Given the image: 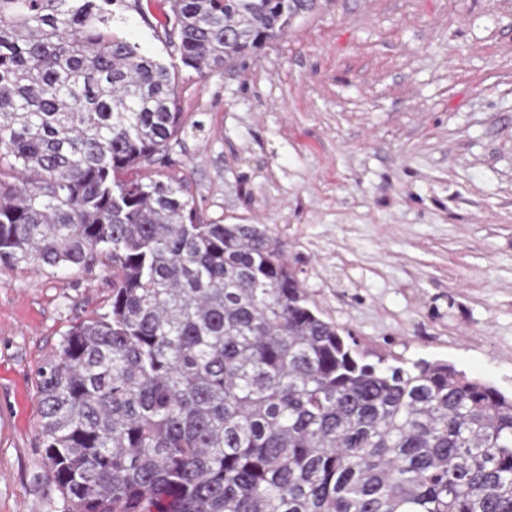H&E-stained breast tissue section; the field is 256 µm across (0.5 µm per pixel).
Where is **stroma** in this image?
Listing matches in <instances>:
<instances>
[{"label":"stroma","instance_id":"obj_1","mask_svg":"<svg viewBox=\"0 0 512 512\" xmlns=\"http://www.w3.org/2000/svg\"><path fill=\"white\" fill-rule=\"evenodd\" d=\"M168 165L200 217L264 224L372 356L512 394V0H321L234 71L180 68ZM112 271L0 264V512H65L35 370Z\"/></svg>","mask_w":512,"mask_h":512}]
</instances>
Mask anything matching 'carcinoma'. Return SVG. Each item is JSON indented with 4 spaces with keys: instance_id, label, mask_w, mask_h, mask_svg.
I'll list each match as a JSON object with an SVG mask.
<instances>
[{
    "instance_id": "cac0c4a2",
    "label": "carcinoma",
    "mask_w": 512,
    "mask_h": 512,
    "mask_svg": "<svg viewBox=\"0 0 512 512\" xmlns=\"http://www.w3.org/2000/svg\"><path fill=\"white\" fill-rule=\"evenodd\" d=\"M143 0H0V263L112 262L110 312L36 370L67 512H512V396L366 359L265 224H204L170 162L176 71ZM154 38L233 69L317 0H168Z\"/></svg>"
}]
</instances>
